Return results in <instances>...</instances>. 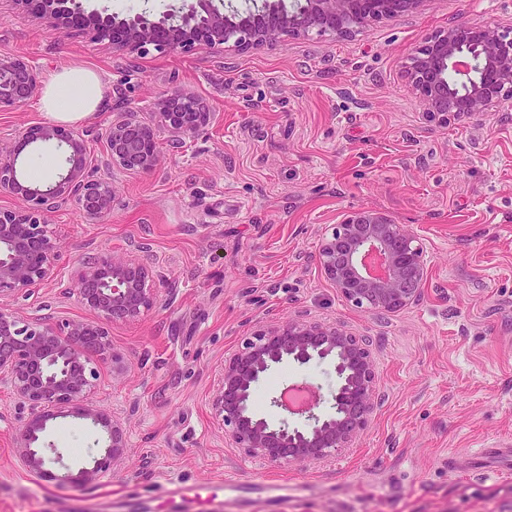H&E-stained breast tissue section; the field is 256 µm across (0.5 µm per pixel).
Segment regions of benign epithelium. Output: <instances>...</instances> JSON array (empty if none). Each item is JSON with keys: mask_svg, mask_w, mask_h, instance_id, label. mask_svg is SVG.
Masks as SVG:
<instances>
[{"mask_svg": "<svg viewBox=\"0 0 512 512\" xmlns=\"http://www.w3.org/2000/svg\"><path fill=\"white\" fill-rule=\"evenodd\" d=\"M27 10L53 19H77L74 29L95 41L112 38V47L130 53H191L202 48L246 52L312 31L347 37L373 21L417 11L425 0H252L240 9L234 0H180L163 11L144 9L119 15L93 0H17ZM430 51L416 53L406 75L427 112L443 121L502 106L512 88V38L491 25L458 23L429 38ZM40 86L37 70L18 55L0 56V107L19 106ZM156 122L126 112L105 130L108 165L151 173L166 151L176 149L212 118L191 93L162 96ZM169 137L159 138L158 128ZM54 141L65 153V168L50 184L22 177L17 165L25 149ZM83 133L63 125L37 124L19 135L0 138V196L17 202L0 207V299L53 282L59 276L61 246L48 218L58 202L74 197L92 221L112 211V187L88 175ZM316 259L336 291L358 308L389 315L418 302L427 279L423 246L386 211L345 213L318 248ZM152 266L129 253L87 256L75 271L79 302L91 319H25L0 305V381L30 410L15 439L21 462L49 475L36 449L47 422L69 413L103 428L108 444L73 479L91 483L121 464L128 442L124 430L90 402L104 368L126 373L125 357L113 344L109 325L134 321L158 302L149 287ZM329 363L336 389L328 411L318 400L306 424H275L257 410L259 384L284 365ZM376 370L367 344L344 327L298 315L275 321L244 339L224 357L212 400L215 418L236 448L272 464L327 460L353 447L370 425L375 408Z\"/></svg>", "mask_w": 512, "mask_h": 512, "instance_id": "benign-epithelium-1", "label": "benign epithelium"}]
</instances>
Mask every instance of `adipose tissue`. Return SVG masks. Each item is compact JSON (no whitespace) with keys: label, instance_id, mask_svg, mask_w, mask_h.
<instances>
[{"label":"adipose tissue","instance_id":"adipose-tissue-1","mask_svg":"<svg viewBox=\"0 0 512 512\" xmlns=\"http://www.w3.org/2000/svg\"><path fill=\"white\" fill-rule=\"evenodd\" d=\"M105 90L99 76L81 66L49 74L42 90V106L63 123L87 119L103 104Z\"/></svg>","mask_w":512,"mask_h":512}]
</instances>
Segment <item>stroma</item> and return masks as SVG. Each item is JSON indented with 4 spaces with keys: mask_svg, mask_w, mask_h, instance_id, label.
I'll list each match as a JSON object with an SVG mask.
<instances>
[{
    "mask_svg": "<svg viewBox=\"0 0 512 512\" xmlns=\"http://www.w3.org/2000/svg\"><path fill=\"white\" fill-rule=\"evenodd\" d=\"M512 32V0H427L345 38L312 34L244 53L126 54L58 30L0 0V55L41 76L82 66L105 105L82 128L93 178L111 183L112 211L92 221L76 199L49 224L62 247L58 282L8 298L26 318L87 317L73 295L80 258L145 246L158 307L110 327L127 372L103 371L92 402L120 420L122 464L89 484L62 479L98 452L100 429L49 422L52 477L30 472L12 443L28 415L0 384V512H512V473L485 454L512 442V99L440 122L404 65L451 23ZM176 92L201 98L209 125L159 171L105 165L103 132L117 113L154 118ZM38 98L0 109V136L50 122ZM389 212L425 250L421 300L379 315L338 294L314 259L345 212ZM303 312L369 338L378 404L353 448L321 463L246 456L211 409L225 356L255 330ZM298 380L329 388L332 367L287 366L259 387ZM483 468L499 477L476 481ZM262 481L230 491L224 477ZM187 491L173 495L162 477Z\"/></svg>",
    "mask_w": 512,
    "mask_h": 512,
    "instance_id": "35a3bbf8",
    "label": "stroma"
}]
</instances>
